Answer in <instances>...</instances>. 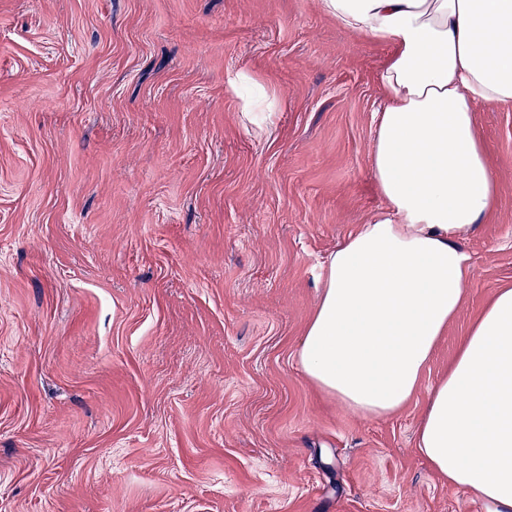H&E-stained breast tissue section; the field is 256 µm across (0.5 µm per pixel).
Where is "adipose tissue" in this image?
<instances>
[{"mask_svg":"<svg viewBox=\"0 0 512 512\" xmlns=\"http://www.w3.org/2000/svg\"><path fill=\"white\" fill-rule=\"evenodd\" d=\"M386 43L370 153L385 207L328 258L298 351L317 387L398 411L462 308L461 238L495 204L476 112L512 106V0H322ZM417 447L441 480L512 512V287L497 291L431 389Z\"/></svg>","mask_w":512,"mask_h":512,"instance_id":"adipose-tissue-1","label":"adipose tissue"}]
</instances>
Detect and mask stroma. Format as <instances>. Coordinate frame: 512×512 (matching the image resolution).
<instances>
[{
    "instance_id": "obj_1",
    "label": "stroma",
    "mask_w": 512,
    "mask_h": 512,
    "mask_svg": "<svg viewBox=\"0 0 512 512\" xmlns=\"http://www.w3.org/2000/svg\"><path fill=\"white\" fill-rule=\"evenodd\" d=\"M388 56L322 0H0V512H485L416 437L512 285V106L477 114L497 203L413 396L370 418L297 361L383 205Z\"/></svg>"
}]
</instances>
